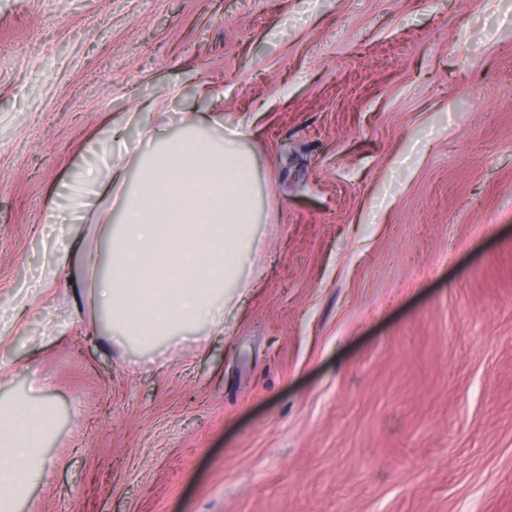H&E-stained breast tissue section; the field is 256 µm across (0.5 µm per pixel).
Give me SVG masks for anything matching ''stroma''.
<instances>
[{"instance_id":"obj_1","label":"stroma","mask_w":512,"mask_h":512,"mask_svg":"<svg viewBox=\"0 0 512 512\" xmlns=\"http://www.w3.org/2000/svg\"><path fill=\"white\" fill-rule=\"evenodd\" d=\"M134 110L255 121L223 336L72 316L103 233L50 215ZM0 334V401L55 406L17 512H512V0H0Z\"/></svg>"}]
</instances>
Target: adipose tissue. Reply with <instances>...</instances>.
Returning a JSON list of instances; mask_svg holds the SVG:
<instances>
[{
    "mask_svg": "<svg viewBox=\"0 0 512 512\" xmlns=\"http://www.w3.org/2000/svg\"><path fill=\"white\" fill-rule=\"evenodd\" d=\"M254 134L247 115L220 131L192 113L178 133L146 129L135 170L112 165L115 219L104 224V252L85 265L99 310L127 341L223 335L225 308L261 277ZM53 421L51 402L0 403V512H16L47 477L42 440Z\"/></svg>",
    "mask_w": 512,
    "mask_h": 512,
    "instance_id": "1",
    "label": "adipose tissue"
}]
</instances>
